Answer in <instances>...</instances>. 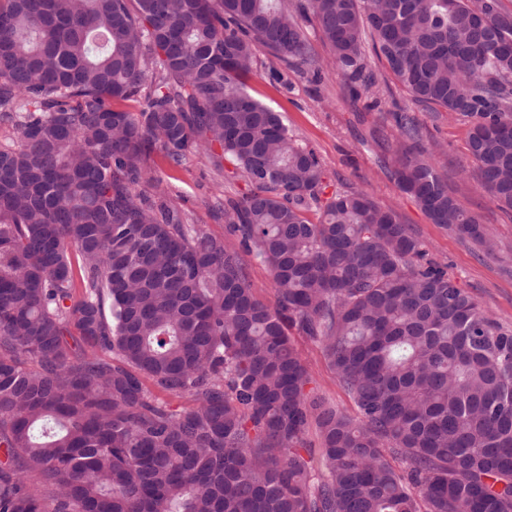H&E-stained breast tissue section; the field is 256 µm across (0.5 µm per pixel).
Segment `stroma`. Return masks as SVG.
<instances>
[{
    "label": "stroma",
    "mask_w": 512,
    "mask_h": 512,
    "mask_svg": "<svg viewBox=\"0 0 512 512\" xmlns=\"http://www.w3.org/2000/svg\"><path fill=\"white\" fill-rule=\"evenodd\" d=\"M307 36L322 65L320 76L294 70L286 82L275 79L283 65L264 49H257L254 73L246 82L256 100L281 112L300 144L315 151L325 172L328 191L357 190L375 203L393 208L410 225L431 258L440 264L479 305L504 327L512 329V213L499 210L479 185L475 162L468 151L471 124L455 113L433 112L412 103L404 88L390 83L382 100L373 94L353 96L352 88L337 75L332 57L314 26ZM407 109L420 128L421 142L432 151L437 175L466 209L478 215L494 238L495 255H486L470 239L432 224L415 200L402 193L387 167L400 144L391 119L394 107ZM153 167L170 202L188 213L193 223L209 233L229 236L223 220L211 209L216 199H237L248 190L234 177V166L220 148L189 153L182 166H171L154 154ZM303 362L315 393L346 412L355 407L338 386L321 344L298 338Z\"/></svg>",
    "instance_id": "1"
}]
</instances>
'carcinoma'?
<instances>
[{
    "label": "carcinoma",
    "instance_id": "1",
    "mask_svg": "<svg viewBox=\"0 0 512 512\" xmlns=\"http://www.w3.org/2000/svg\"><path fill=\"white\" fill-rule=\"evenodd\" d=\"M305 22L365 91L369 48L414 103L468 118L512 211L503 0H0V512H512V330L393 210L327 194L245 89L259 46L320 75ZM394 119L398 188L494 253ZM214 144L249 187L220 208L239 250L145 191L154 153ZM296 335L356 416L307 389ZM243 258L248 265L249 276L257 289L259 296L268 304L275 301V290L271 287V277L267 267L255 263L251 256L242 253Z\"/></svg>",
    "mask_w": 512,
    "mask_h": 512
}]
</instances>
